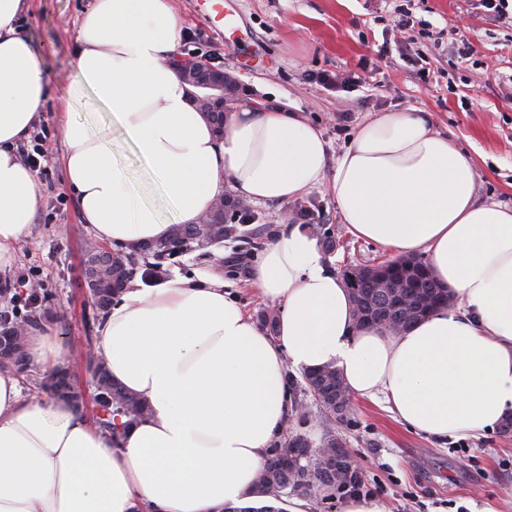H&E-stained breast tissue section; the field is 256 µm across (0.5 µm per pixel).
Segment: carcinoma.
<instances>
[{
	"label": "carcinoma",
	"mask_w": 512,
	"mask_h": 512,
	"mask_svg": "<svg viewBox=\"0 0 512 512\" xmlns=\"http://www.w3.org/2000/svg\"><path fill=\"white\" fill-rule=\"evenodd\" d=\"M318 207L315 203L299 204L294 210L295 216L302 217L305 225H310L322 233V247L327 252L336 249V240L328 235V230L318 223ZM270 234L269 227L260 223V217L249 205L234 197L224 198V211H217L209 224H191L172 226L170 235L161 241H151L114 249L112 269L121 285L112 289L110 302L120 299L127 285L139 278L145 282L156 281L165 274L166 263H176V258L200 250V246H221L226 242H239L246 246L247 252L261 247L264 236ZM387 272L393 278L403 281L417 290V295L431 299L430 306L438 307L448 302V289L434 280L430 266L417 258H406L387 263ZM342 278L351 294L354 306L364 304L373 309L374 314L394 315L388 300L371 293V285L356 277V271H344ZM48 321V311L34 317V311L21 307H10L4 312V325L23 323L27 327H37ZM68 371V367L58 366L35 381L40 393L69 400L72 393L61 390V381L57 376ZM331 375L344 382L333 366H325L303 374V382L291 381L298 388L299 399H291V415L297 424L306 423L309 411L303 406L304 398L312 395L316 401L317 413L326 427L322 445L333 448L338 454H344L336 443V428L327 422L331 415L329 403L316 389L317 377ZM91 380L95 387L93 396L95 423L98 430L112 440V446L120 447L126 430L148 414L145 402L131 394L109 378L105 361L98 362L91 369ZM336 474L312 450L311 442L301 433L292 435L283 442V446L269 450L264 467L256 478L250 504L235 507L226 506L224 512H284L276 503H286L288 492L300 498H312L317 495L324 500L336 498Z\"/></svg>",
	"instance_id": "1"
}]
</instances>
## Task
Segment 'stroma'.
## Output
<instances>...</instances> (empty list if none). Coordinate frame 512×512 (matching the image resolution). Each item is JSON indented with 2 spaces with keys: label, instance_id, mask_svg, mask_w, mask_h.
Instances as JSON below:
<instances>
[{
  "label": "stroma",
  "instance_id": "obj_1",
  "mask_svg": "<svg viewBox=\"0 0 512 512\" xmlns=\"http://www.w3.org/2000/svg\"><path fill=\"white\" fill-rule=\"evenodd\" d=\"M90 0H33L23 29L46 60L49 98L39 127L48 168L32 240L0 273V310L20 291L19 274L55 296L61 361L78 362L96 331L82 289L72 287L86 244L60 162L59 99L74 75L77 19ZM186 38L181 55L233 71L243 97L304 113L321 131L329 161L367 119L393 110L428 113L436 131L475 159L480 198L512 206V25L486 20L482 0H225L232 21L208 22L206 0H175ZM344 73L348 91L321 85ZM338 244L332 272L390 255L340 224L330 183L311 190ZM336 435L357 475L382 489L386 512H512V435L438 440L407 428L385 405L355 399Z\"/></svg>",
  "mask_w": 512,
  "mask_h": 512
}]
</instances>
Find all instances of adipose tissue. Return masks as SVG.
<instances>
[{
	"instance_id": "1",
	"label": "adipose tissue",
	"mask_w": 512,
	"mask_h": 512,
	"mask_svg": "<svg viewBox=\"0 0 512 512\" xmlns=\"http://www.w3.org/2000/svg\"><path fill=\"white\" fill-rule=\"evenodd\" d=\"M31 0H0V273L30 237L42 188L19 148L48 100L45 57L18 20ZM185 25L174 0H92L79 17L60 137L80 220L109 243L196 224L224 191L285 203L330 183L355 238L393 257L424 253L457 307L406 330L356 327L342 281L312 233L279 225L246 274L278 305L260 328L222 275L145 290L131 284L96 327L115 383L149 407L120 447L65 403L24 396L0 371V512H222L244 500L283 434L289 371L338 368L351 393L387 403L436 439L512 418V207L480 201L476 163L422 112L363 123L336 162L304 113L243 100L216 136L197 88L171 66ZM109 112L95 125L74 113ZM139 150L162 204L114 160L112 130Z\"/></svg>"
}]
</instances>
